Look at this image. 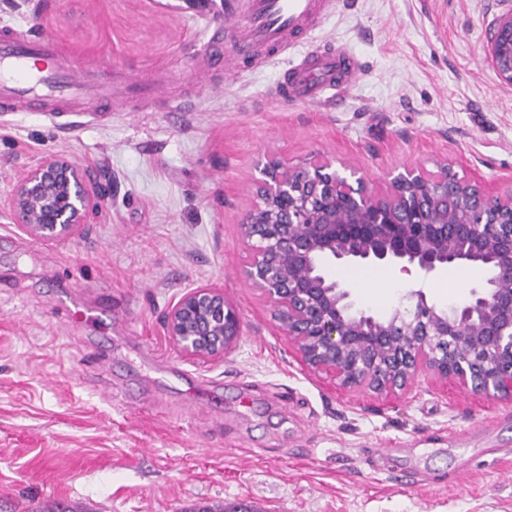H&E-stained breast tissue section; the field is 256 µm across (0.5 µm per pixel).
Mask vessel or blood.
<instances>
[{"label": "vessel or blood", "mask_w": 512, "mask_h": 512, "mask_svg": "<svg viewBox=\"0 0 512 512\" xmlns=\"http://www.w3.org/2000/svg\"><path fill=\"white\" fill-rule=\"evenodd\" d=\"M331 0H224L225 25L216 26L205 45L213 63L233 72L255 64L259 53L276 55L299 43ZM361 73L353 53L340 45L308 52L294 66L282 97L319 102L342 94ZM92 76L66 63L51 37L12 31L0 36V112L44 106L83 98ZM112 94L151 96L158 86L152 80L116 76Z\"/></svg>", "instance_id": "1"}]
</instances>
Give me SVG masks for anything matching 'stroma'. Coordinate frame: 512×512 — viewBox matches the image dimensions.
<instances>
[{"label": "stroma", "mask_w": 512, "mask_h": 512, "mask_svg": "<svg viewBox=\"0 0 512 512\" xmlns=\"http://www.w3.org/2000/svg\"><path fill=\"white\" fill-rule=\"evenodd\" d=\"M512 0H354L307 46L237 76L204 55L184 0H0V30L49 31L77 69L165 77L161 96L86 100L58 117L0 114V512H512V402L429 375L405 391L342 388L310 370L244 277L239 222L266 157L349 163L369 181L456 162L512 176V86L485 48ZM362 71L337 108L277 102L306 47ZM62 153L110 189L84 236L40 243L8 215L16 178ZM383 314L415 277L337 266ZM214 284L240 314L224 357L172 342L174 301ZM93 314L71 322L74 309ZM388 454L368 467V449Z\"/></svg>", "instance_id": "stroma-1"}]
</instances>
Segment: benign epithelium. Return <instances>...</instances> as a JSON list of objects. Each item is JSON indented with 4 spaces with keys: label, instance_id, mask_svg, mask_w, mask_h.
Listing matches in <instances>:
<instances>
[{
    "label": "benign epithelium",
    "instance_id": "obj_1",
    "mask_svg": "<svg viewBox=\"0 0 512 512\" xmlns=\"http://www.w3.org/2000/svg\"><path fill=\"white\" fill-rule=\"evenodd\" d=\"M486 53L512 85V10L494 22ZM243 214L256 255L244 270L272 307L303 362L344 388L383 394L422 373L512 401V178L494 186L443 161L436 173L406 167L377 190L355 168L269 159ZM108 189L63 154H48L14 183L10 217L25 235L65 243L84 234ZM336 263L384 264L434 276L449 266L490 273L446 307L412 289L409 309L385 317L355 308L331 277ZM168 336L188 356H224L241 336L224 290L201 285L169 309Z\"/></svg>",
    "mask_w": 512,
    "mask_h": 512
}]
</instances>
